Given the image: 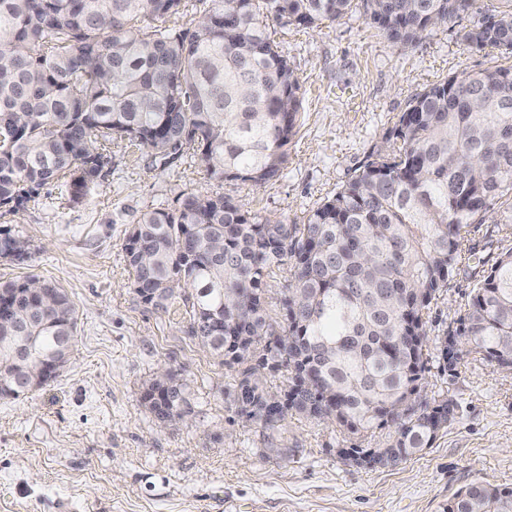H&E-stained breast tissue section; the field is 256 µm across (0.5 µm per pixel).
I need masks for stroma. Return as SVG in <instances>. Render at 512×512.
<instances>
[{
    "mask_svg": "<svg viewBox=\"0 0 512 512\" xmlns=\"http://www.w3.org/2000/svg\"><path fill=\"white\" fill-rule=\"evenodd\" d=\"M497 0H476L474 14ZM464 15L412 46L389 41L364 10L310 29L270 22L303 90L290 159L261 188L225 184L244 212L302 223L371 155L398 115L432 83L499 64L462 43ZM97 187L78 203L57 189L0 217L22 258L0 257V281L34 276L63 288L77 308L70 361L58 378L18 398L0 397V512H443L474 480L512 487V373L463 358L458 376L426 373L427 392L450 390L458 408L432 447L397 466L343 460L352 439L299 416L266 431L238 417L224 391L233 373L190 332L191 289L167 312L134 294L122 245L143 211L170 207L216 183L192 163L157 166L147 149L111 145ZM472 288L459 270L430 313V333L453 330ZM164 366L180 369L193 413L160 427L142 404Z\"/></svg>",
    "mask_w": 512,
    "mask_h": 512,
    "instance_id": "35a3bbf8",
    "label": "stroma"
}]
</instances>
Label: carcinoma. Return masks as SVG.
<instances>
[{"label":"carcinoma","instance_id":"obj_1","mask_svg":"<svg viewBox=\"0 0 512 512\" xmlns=\"http://www.w3.org/2000/svg\"><path fill=\"white\" fill-rule=\"evenodd\" d=\"M199 19L169 26L183 0H0V209L15 213L46 185L73 203L101 178L112 140L161 160L188 158L218 186L260 187L288 164L301 83L267 18L298 28L361 7L396 43L470 11L475 0H196ZM460 31L467 46L512 54V0ZM512 242V66L428 86L398 115L388 149L301 224L260 220L231 195L187 192L144 212L122 248L130 286L168 311L193 290L191 335L235 369L237 413L263 430L290 416L364 436L393 429L386 448L351 447L346 461L393 466L432 447L457 401L424 393L433 364L453 377L463 355L512 373V247L473 274L465 314L429 336V312L472 253L469 227L496 204ZM287 276L283 321L266 313L268 279ZM36 277L0 283V397L37 390V368L70 354L76 306ZM282 371L273 393L262 370ZM142 401L158 420L191 408L173 374ZM447 512H512V487L462 488Z\"/></svg>","mask_w":512,"mask_h":512}]
</instances>
